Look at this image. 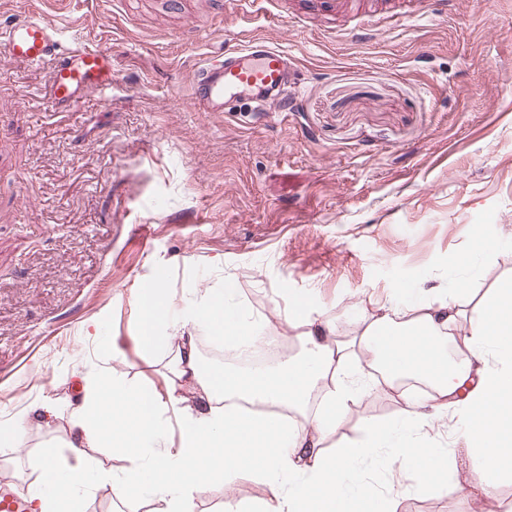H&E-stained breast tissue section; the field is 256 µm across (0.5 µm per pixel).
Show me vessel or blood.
Returning a JSON list of instances; mask_svg holds the SVG:
<instances>
[{
    "mask_svg": "<svg viewBox=\"0 0 512 512\" xmlns=\"http://www.w3.org/2000/svg\"><path fill=\"white\" fill-rule=\"evenodd\" d=\"M0 42L17 63H51L49 99L54 111H73L87 94L114 81L109 50L80 37L66 38L31 0H23L18 17L0 31ZM296 87L288 52L256 37L205 61L194 76L190 103L205 112H231L236 102L245 100L254 112H285L293 106Z\"/></svg>",
    "mask_w": 512,
    "mask_h": 512,
    "instance_id": "b4317fda",
    "label": "vessel or blood"
}]
</instances>
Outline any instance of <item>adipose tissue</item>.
Here are the masks:
<instances>
[{
	"instance_id": "adipose-tissue-1",
	"label": "adipose tissue",
	"mask_w": 512,
	"mask_h": 512,
	"mask_svg": "<svg viewBox=\"0 0 512 512\" xmlns=\"http://www.w3.org/2000/svg\"><path fill=\"white\" fill-rule=\"evenodd\" d=\"M449 281L446 293L404 285L406 320L393 319L391 308H384L350 342L336 340L335 326L296 297L299 352L273 368L240 370L203 367L194 337L182 332L183 326L201 324L235 347L252 345L257 321L238 301L233 281L196 294L176 319L165 282L156 278L134 295L136 341L144 352L170 354L166 394L115 373L90 380L74 418L75 460L65 466L45 460L38 483L28 489L31 512H85L80 492L100 482L121 498L158 500L160 512H196L193 493L199 486H230L244 473L264 481L267 497L230 498L224 512H393L407 481L443 490L457 482L447 452L415 434L451 406L464 436L469 484L493 497L495 477L512 476V279L484 293L468 311L456 297L469 292L471 279L453 275ZM356 348L365 364L352 365ZM379 369V379L404 400L396 423L366 424L360 437L327 449L325 440L348 403L371 390ZM406 378L429 384L427 400L402 389ZM316 393L321 404L303 425L252 410L262 404L308 411ZM90 448L122 452L130 465L120 473H100L86 455ZM385 450L395 477L386 494L348 489L359 464Z\"/></svg>"
}]
</instances>
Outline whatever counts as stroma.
I'll return each mask as SVG.
<instances>
[{
	"label": "stroma",
	"mask_w": 512,
	"mask_h": 512,
	"mask_svg": "<svg viewBox=\"0 0 512 512\" xmlns=\"http://www.w3.org/2000/svg\"><path fill=\"white\" fill-rule=\"evenodd\" d=\"M267 8L248 31L228 0L49 11L112 52V88L71 112L49 107L51 64L0 54V422L59 409L0 456V480L24 490L46 451L70 458L66 406L105 365L164 390L167 355L134 340L133 290L159 273L178 308L232 280L259 335L291 337L295 353V296L348 339L402 283L445 287L481 239L512 232V0H424L425 17L379 28L302 0ZM253 34L292 56V110L193 111L197 66ZM402 406L383 384L356 395L327 445ZM266 493L245 475L194 497L224 512ZM395 508L512 512V482L488 499L417 484Z\"/></svg>",
	"instance_id": "obj_1"
}]
</instances>
